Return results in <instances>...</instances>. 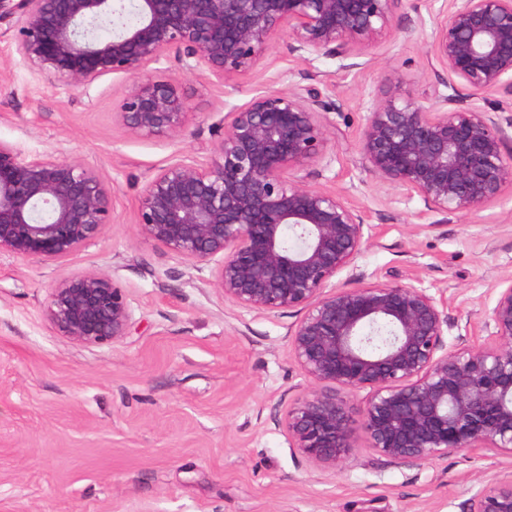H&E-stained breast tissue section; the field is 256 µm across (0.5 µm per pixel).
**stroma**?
I'll list each match as a JSON object with an SVG mask.
<instances>
[{"label": "stroma", "mask_w": 512, "mask_h": 512, "mask_svg": "<svg viewBox=\"0 0 512 512\" xmlns=\"http://www.w3.org/2000/svg\"><path fill=\"white\" fill-rule=\"evenodd\" d=\"M426 0H399L391 31L363 49L360 68L299 61L278 34L252 71L226 83L182 75L176 58L148 75L177 78L190 112L184 135L144 138L123 123L133 78L89 88L36 78L0 20V142L19 159H80L112 188L113 222L60 264L0 257V512H470L477 494L512 472V455L460 450L424 463L390 461L352 423L354 450L332 470L291 448L276 419L309 382L289 347L300 314L260 315L224 300L198 272L139 235L138 198L162 167L204 156L226 113L297 82L327 88L339 109L310 185L340 191L371 242L335 279L412 284L448 301L449 348L475 342L496 290L512 282V192L470 212L421 215L419 199L361 164L368 107L419 97L446 73L417 23ZM107 274L134 323L114 343L59 335L45 316L53 284Z\"/></svg>", "instance_id": "stroma-1"}]
</instances>
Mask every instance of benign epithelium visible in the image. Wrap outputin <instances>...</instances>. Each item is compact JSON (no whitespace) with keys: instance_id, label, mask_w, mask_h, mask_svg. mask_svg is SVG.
<instances>
[{"instance_id":"1","label":"benign epithelium","mask_w":512,"mask_h":512,"mask_svg":"<svg viewBox=\"0 0 512 512\" xmlns=\"http://www.w3.org/2000/svg\"><path fill=\"white\" fill-rule=\"evenodd\" d=\"M398 0H0L14 19V50L38 77L88 86L107 74L138 75L176 53L185 73L220 82L252 70L281 32L303 62L337 58L360 67V50L392 27ZM431 22L432 52L448 80L421 97L369 108L359 134L362 165L421 213L468 212L512 190V0H442L417 15ZM108 25L112 34L99 36ZM475 94L499 97L480 105ZM336 102L296 84L265 91L224 116L210 157L160 169L143 190L138 234L201 270L225 299L250 311L303 316L290 332L310 382L277 425L290 447L332 469L353 448L358 413L370 448L421 463L452 452L512 455V283L498 289L481 343L448 349V302L411 284L331 287L371 235L365 216L298 171L325 157ZM121 117L136 136L175 137L188 122L177 81H134ZM111 188L82 161L18 160L0 143V256L62 262L111 223ZM295 244H285V233ZM50 325L83 344L127 335L133 312L123 289L98 272L50 288ZM384 346H372L379 328ZM366 390L359 410L345 395ZM470 512H512V478L483 489Z\"/></svg>"}]
</instances>
